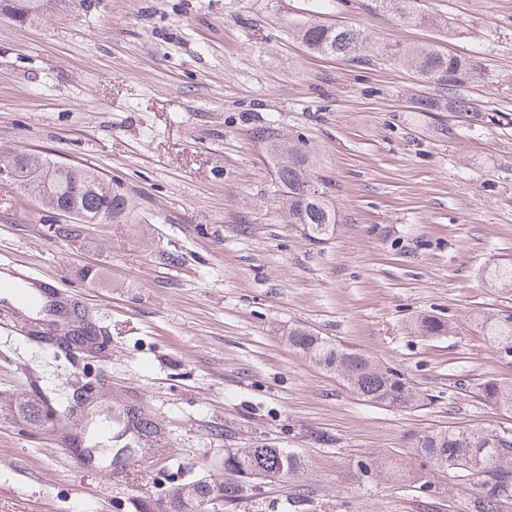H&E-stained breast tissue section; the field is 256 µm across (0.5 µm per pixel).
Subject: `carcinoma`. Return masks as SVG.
I'll list each match as a JSON object with an SVG mask.
<instances>
[{"label": "carcinoma", "mask_w": 512, "mask_h": 512, "mask_svg": "<svg viewBox=\"0 0 512 512\" xmlns=\"http://www.w3.org/2000/svg\"><path fill=\"white\" fill-rule=\"evenodd\" d=\"M93 0H10V8L22 18L43 15L64 3L77 11H87ZM376 8L390 12L408 25L436 23L450 33L454 27L436 22L420 10L418 0H375ZM327 12L311 10L293 19L288 29L313 54L347 61L362 60L368 53H377L394 65H406L425 82L450 86L458 75L477 70L470 61L442 51L436 45L407 48L400 45L377 48L359 30L325 19ZM253 135L265 143L267 155L274 162L276 181L288 194L289 222L300 227L311 242L327 240L336 224V212L326 192L315 185L312 175L313 155L303 145L294 143L274 127H262ZM11 170L7 183L24 195L40 200L47 207L78 214L87 224H111L134 208V201L118 184L102 177L96 170L54 161L39 153L14 147H0V169ZM488 288L512 293V262L494 259L479 272ZM423 336L449 335L454 326L449 321L428 315L415 325ZM482 335L488 342L512 350V312L486 315L479 321ZM60 336L35 334L37 339L56 341L71 350L79 345L95 349L99 342L89 324L73 326L62 323ZM288 344L320 369L336 375L362 400L393 409L419 406L421 396L416 388L396 370L337 344L311 330L297 326L288 330ZM484 401L512 411V383L490 380L480 384ZM114 421L121 429L116 437L129 436L132 448L117 449L113 461L125 459L146 446L160 434L159 424L134 407L118 410ZM417 455L435 469L463 473L477 478L470 512H503L512 502V433L491 428H448L424 431L412 439ZM301 462L292 452L270 444L251 448L229 449L224 454V470L237 476L223 482L193 481L171 491L174 512H198L210 498H222L224 504L241 500L247 492L246 483L261 475L293 476Z\"/></svg>", "instance_id": "cac0c4a2"}]
</instances>
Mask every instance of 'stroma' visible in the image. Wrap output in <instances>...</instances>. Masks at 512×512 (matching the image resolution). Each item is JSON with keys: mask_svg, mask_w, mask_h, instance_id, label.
Returning <instances> with one entry per match:
<instances>
[{"mask_svg": "<svg viewBox=\"0 0 512 512\" xmlns=\"http://www.w3.org/2000/svg\"><path fill=\"white\" fill-rule=\"evenodd\" d=\"M308 3L99 0L32 23L0 7V143L95 168L135 201L125 221L70 239L65 217L0 183V260L53 283L100 343L39 342L0 309V512L155 508L178 485L222 480L227 449L264 442L304 469L256 481L229 512H288L300 496L307 512H469L472 480L425 470L410 437L512 431V412L477 390L512 381V356L470 322L512 310L477 276L512 260V0H424L453 36L333 0L331 19L372 44L434 43L477 64L447 88L383 60L309 53L288 35ZM456 96L482 121L448 111ZM421 97L435 110L416 109ZM265 125L312 151L336 209L325 243L289 223L252 134ZM425 315L456 333H414ZM297 325L404 374L419 407L362 401L289 349ZM116 401L162 431L107 477L102 410ZM68 405L64 430L55 412ZM378 458L397 475L362 472Z\"/></svg>", "mask_w": 512, "mask_h": 512, "instance_id": "1", "label": "stroma"}]
</instances>
